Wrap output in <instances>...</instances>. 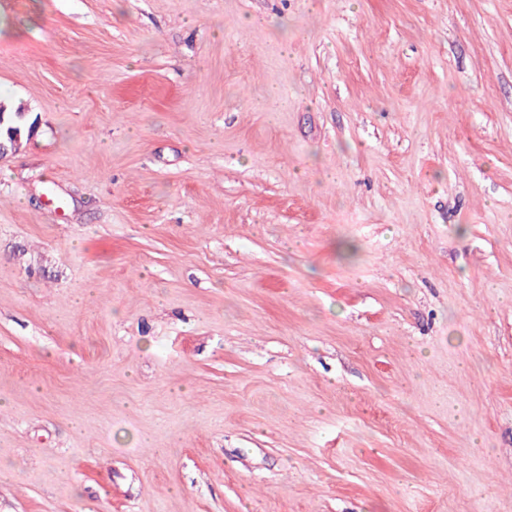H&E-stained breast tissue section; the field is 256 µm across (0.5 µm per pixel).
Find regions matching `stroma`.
Instances as JSON below:
<instances>
[{
    "label": "stroma",
    "instance_id": "1",
    "mask_svg": "<svg viewBox=\"0 0 512 512\" xmlns=\"http://www.w3.org/2000/svg\"><path fill=\"white\" fill-rule=\"evenodd\" d=\"M0 512H512V0H0ZM24 107L25 105L22 102H0V126L2 125L0 133V160L6 158L9 154L17 152L21 148L19 147V140H17L19 138V134H15L14 138H8L7 141L10 144H6L5 142L2 141L1 134L2 137L6 138L7 129L9 127V124L11 123V118L14 117L13 112H20ZM3 110L4 112H7L5 114L4 124H2L4 122L3 115L1 117V112Z\"/></svg>",
    "mask_w": 512,
    "mask_h": 512
}]
</instances>
